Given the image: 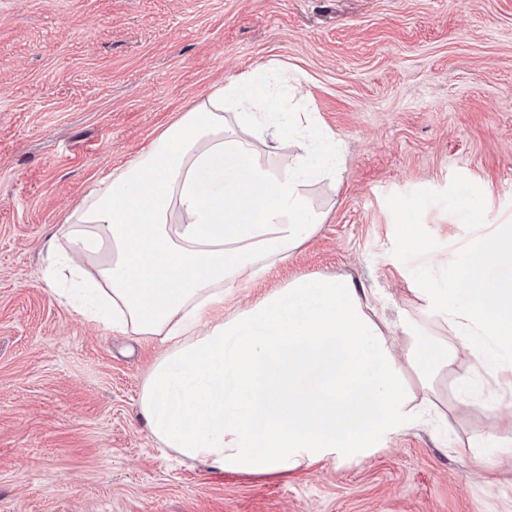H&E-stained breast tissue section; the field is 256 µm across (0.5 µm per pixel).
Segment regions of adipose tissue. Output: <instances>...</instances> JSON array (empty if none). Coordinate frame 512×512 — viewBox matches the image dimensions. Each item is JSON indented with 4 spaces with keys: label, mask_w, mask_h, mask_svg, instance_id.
<instances>
[{
    "label": "adipose tissue",
    "mask_w": 512,
    "mask_h": 512,
    "mask_svg": "<svg viewBox=\"0 0 512 512\" xmlns=\"http://www.w3.org/2000/svg\"><path fill=\"white\" fill-rule=\"evenodd\" d=\"M265 67L213 87L130 164L112 170L66 219L72 272L100 279L84 315L165 344L139 411L153 438L218 472L287 473L357 456L406 425L408 375L431 383L469 352L479 386L512 381V225L478 238L444 286L425 285L431 316L458 347L404 329L396 358L351 282L300 278L212 321L238 284L267 275L323 222L305 188L335 179L344 155L313 117L263 110ZM291 153L274 169L262 154Z\"/></svg>",
    "instance_id": "adipose-tissue-1"
}]
</instances>
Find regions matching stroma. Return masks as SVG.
Returning a JSON list of instances; mask_svg holds the SVG:
<instances>
[{"label": "stroma", "instance_id": "1", "mask_svg": "<svg viewBox=\"0 0 512 512\" xmlns=\"http://www.w3.org/2000/svg\"><path fill=\"white\" fill-rule=\"evenodd\" d=\"M280 67L345 147L336 182L307 187L313 239L236 299L336 277L447 341L420 277L512 225V0H0V512H512V451L486 397L464 405L460 354L432 386L407 379L420 420L355 457L288 475L228 474L160 447L139 412L165 347L88 322L45 271L67 211L204 100ZM440 254L407 244L409 231Z\"/></svg>", "mask_w": 512, "mask_h": 512}]
</instances>
